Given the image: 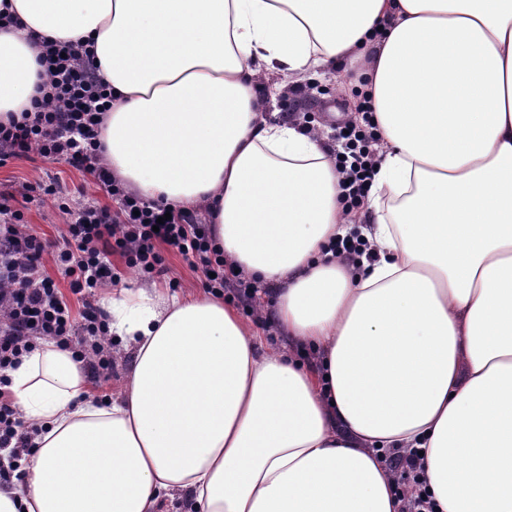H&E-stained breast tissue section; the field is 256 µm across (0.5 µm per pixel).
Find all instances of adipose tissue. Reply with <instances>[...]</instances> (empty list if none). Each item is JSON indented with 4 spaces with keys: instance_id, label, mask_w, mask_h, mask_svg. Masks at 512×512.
<instances>
[{
    "instance_id": "obj_1",
    "label": "adipose tissue",
    "mask_w": 512,
    "mask_h": 512,
    "mask_svg": "<svg viewBox=\"0 0 512 512\" xmlns=\"http://www.w3.org/2000/svg\"><path fill=\"white\" fill-rule=\"evenodd\" d=\"M0 120L41 38L89 40L112 89L113 176L208 209L275 307L152 286L109 299L133 351L109 403L45 341L9 373L39 432L0 512H403L392 448L424 452L436 512H512V0H9ZM363 61L380 138L365 208L322 131L278 119L301 82ZM358 234L375 261L333 257ZM275 326L312 364L269 351Z\"/></svg>"
}]
</instances>
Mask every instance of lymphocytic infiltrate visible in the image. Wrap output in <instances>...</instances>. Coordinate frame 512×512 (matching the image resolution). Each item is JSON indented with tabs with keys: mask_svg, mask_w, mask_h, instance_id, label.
Masks as SVG:
<instances>
[{
	"mask_svg": "<svg viewBox=\"0 0 512 512\" xmlns=\"http://www.w3.org/2000/svg\"><path fill=\"white\" fill-rule=\"evenodd\" d=\"M89 46L45 40L40 57L44 80L21 118L0 121V157L40 158L62 161L89 175L103 186L114 208L89 204L69 211V221L59 239L38 234L24 220L22 209L0 197V449L10 452L11 464H0V483H10L13 462L29 450L35 432L10 398L9 370L29 354L36 340H51L72 350L91 378L109 376L112 355L106 314L94 299L115 284L110 256L120 249L130 267L148 274L162 273V259L155 250L163 242L201 270L206 286L216 292L225 284L237 287L240 297L255 300L254 282L235 273L224 258L211 225L192 211H173L167 203L150 202L127 191L112 177L103 159L101 130L104 115L112 108V90L93 63ZM359 117L337 133L341 145L336 167L345 185L347 209L360 206L367 196L379 162V138L368 94H361ZM52 256L69 280V294H62L43 271L44 256ZM83 306L74 319L69 296ZM396 477V492L406 512H435L423 479V458L418 449L387 453Z\"/></svg>",
	"mask_w": 512,
	"mask_h": 512,
	"instance_id": "f902f5d3",
	"label": "lymphocytic infiltrate"
}]
</instances>
